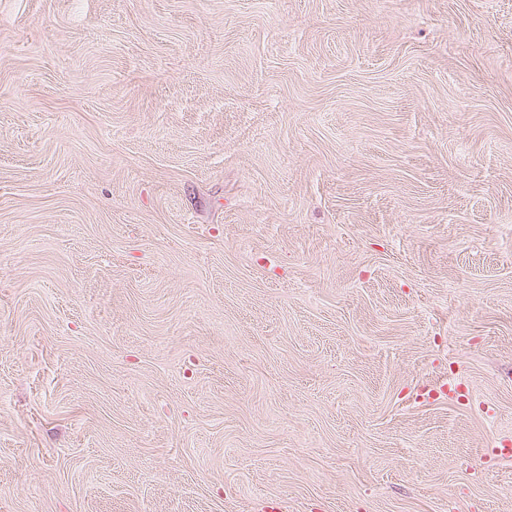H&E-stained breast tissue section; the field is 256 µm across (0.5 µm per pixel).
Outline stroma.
Wrapping results in <instances>:
<instances>
[{"label": "stroma", "instance_id": "1", "mask_svg": "<svg viewBox=\"0 0 512 512\" xmlns=\"http://www.w3.org/2000/svg\"><path fill=\"white\" fill-rule=\"evenodd\" d=\"M512 0H0V512H512Z\"/></svg>", "mask_w": 512, "mask_h": 512}]
</instances>
